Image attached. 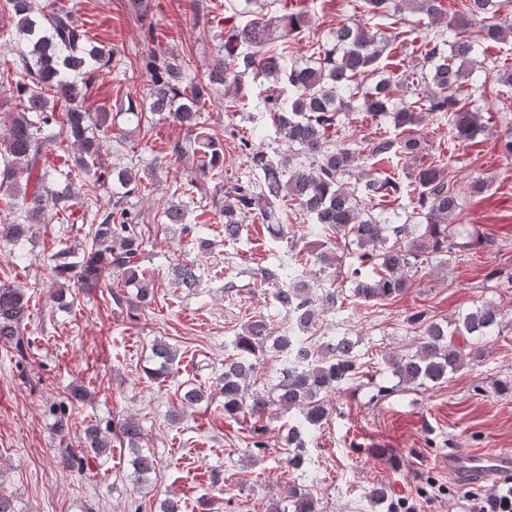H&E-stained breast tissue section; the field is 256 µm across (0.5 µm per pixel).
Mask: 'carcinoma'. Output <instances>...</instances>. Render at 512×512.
<instances>
[{
  "label": "carcinoma",
  "mask_w": 512,
  "mask_h": 512,
  "mask_svg": "<svg viewBox=\"0 0 512 512\" xmlns=\"http://www.w3.org/2000/svg\"><path fill=\"white\" fill-rule=\"evenodd\" d=\"M482 2L480 10L469 8V18L448 20L442 0H362L367 14L391 20L389 34L368 22L344 23L329 31L318 55L304 60L289 56L276 41L302 31L308 23L305 12L268 18L249 10L251 19L232 26L224 35L222 49L201 78L191 75L189 59L156 48L153 23L142 25L144 44L153 45L143 57L151 80L148 109L186 129L185 144L174 151H189L194 157V177L179 189L191 198L207 182L224 191L215 207L224 217L226 246L238 240L248 219L264 224L273 238L285 237L276 200L288 198L306 224V235L321 237L330 231L344 238L353 254L346 272H341L343 257L326 247L311 252L313 265L327 278L345 274L343 281L351 284V293L364 301L395 299L413 286L412 277L424 265L434 261L447 265L457 253L486 244L478 225L448 224L462 210L461 194L448 180L442 160L424 161L427 139L410 134L429 118L444 117L455 131V141L474 142L483 135L480 113L464 105L462 84L471 75L466 65L474 63L484 45L512 36V18H499L501 5L511 7L512 0ZM406 8L442 26L422 39L416 78L425 94L410 99L398 94L404 86L393 77L387 52L400 38L396 18ZM4 15L13 27L17 47L12 68L0 72V81L9 85L19 104L18 111L7 113L8 123L0 129V196L9 199L6 208H0V241L18 246L34 225L46 224L52 214L81 204L76 191L79 181L89 183L93 194L99 188L117 187L121 192L112 195V210L91 215L89 243L77 248L64 243L53 254L55 273L86 289L101 287L109 272L134 288L130 297L110 291L116 305L146 308L154 301V278L140 263L145 243L137 225L142 215L124 201L143 193L144 180L154 181L155 174L120 164L95 166L101 149L112 142L116 119L123 115L139 123L143 112L133 102L114 114L103 106L95 112L84 106L98 70L119 66L121 59L111 47L93 41L70 8H44L39 0H0V16ZM472 25L477 26L475 37L468 32ZM249 71L277 89L262 102L286 150L275 158L258 143L264 129L252 128L239 137V147L247 164L260 173V180L238 179L225 186L224 141L207 132L205 109L224 90L242 94V77ZM355 100L361 111L392 124L397 133L359 140L347 134L334 142L329 130ZM65 138L71 140L73 164L64 186L55 187L46 163ZM363 157L372 170L360 171L351 186L344 183L343 178L351 175ZM403 158L415 164L416 183L399 206L406 220L400 221L397 212L392 219H382L374 210L403 188L373 166ZM161 221L179 226L181 237L200 254L210 253L215 245L205 225L195 223L184 204L162 208ZM201 269L197 262L173 264L172 284L193 291L202 279ZM299 269L296 263L255 269L254 287L271 295L283 311L299 305L304 313L290 335L274 334L261 314L251 317L230 341L232 354L224 357V371L216 381L224 398V413L253 420V447L266 449L273 441L292 448L287 464L295 470L309 463L305 434L329 417L328 394L356 375V347L362 342L359 336H344L333 348L316 339L323 314L342 308L344 289L313 286L291 292L281 287ZM29 302L24 289L0 285V342L21 359L31 346L26 336ZM503 318L501 309L489 301L476 303L443 323L417 309L406 317L416 336L406 350L384 354L385 365L399 386L435 389L448 382L450 375L486 357L492 331L502 327ZM299 335L310 341V358L304 363L282 362L278 376L257 387L267 349L282 358ZM150 351L153 367L148 374L153 377L169 375L179 363L178 349L166 341H153ZM395 386H378L374 398ZM83 397L84 391L74 388L60 401L58 429L68 426V406ZM285 413L293 415L288 428H272L271 422ZM118 437L134 454L137 476L151 472L154 461L141 452L144 430L140 422L132 416L123 419ZM111 446L112 428L94 425L84 431L83 448L102 455ZM285 500L288 504L277 512H319L318 500L302 485L289 487Z\"/></svg>",
  "instance_id": "obj_1"
}]
</instances>
